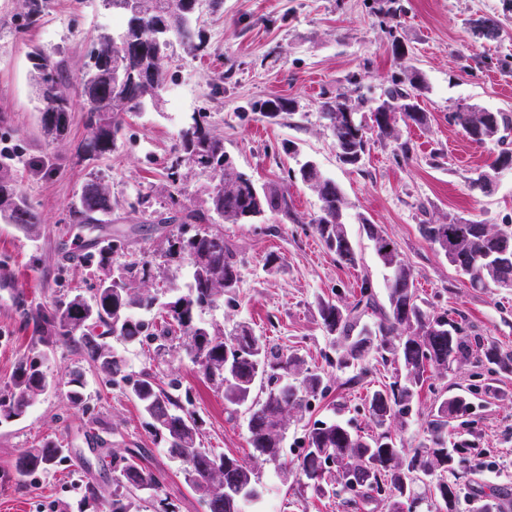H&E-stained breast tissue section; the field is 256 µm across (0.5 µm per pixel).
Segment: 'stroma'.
Wrapping results in <instances>:
<instances>
[{
	"label": "stroma",
	"mask_w": 512,
	"mask_h": 512,
	"mask_svg": "<svg viewBox=\"0 0 512 512\" xmlns=\"http://www.w3.org/2000/svg\"><path fill=\"white\" fill-rule=\"evenodd\" d=\"M396 29H388L383 0H206L198 14L199 41H173L166 51L167 81L157 110L131 114L111 153L78 154L86 138L83 101L74 98L69 131L63 140L48 137L36 109L32 48L59 60L70 88H78L99 30L110 28L112 10L102 0H45L40 23L24 29L22 0H0V151L12 157L13 185L39 212L33 233L0 223V278L11 282L12 304L0 306V394L9 392L15 365L40 356L54 386L18 418L0 422V512H78L81 483L112 492L107 453L136 452L140 463L160 474L162 492L178 512H206L186 485L179 462L154 441L147 419L123 381L112 379L72 347L40 350L31 322L74 294L91 296L104 275L98 252L73 249L79 240L117 242L111 263L148 260L149 281L158 293L185 291L191 275L165 254L173 235H194V224H161L167 213L174 148L182 128L203 116L224 138V150L257 183L284 182L292 200L290 216H268L259 224L224 225V239L241 261L234 305L198 311L200 322L221 329L248 323L257 335L299 356L305 369L329 380L325 395L310 400L301 421L283 440L285 459L301 454L307 425L341 419L368 430V395L393 380V370L375 360L353 376L327 363L335 349L323 331L318 299L338 293L358 297L363 278L382 287L372 241L362 224L377 225L396 244L411 267L423 307L447 313L465 335L512 352V289L474 288L420 233L423 224L465 218L512 228V169L501 170L491 191L472 180L501 149L476 144L454 124L452 115L473 105L512 113V0H396ZM498 20L499 38H484L478 20ZM401 42L403 54L393 50ZM419 71L425 89L418 103L425 126L402 128L412 147L403 158L393 140L371 138L358 165L336 154L321 114L322 103L342 94L362 100L359 119L369 117L368 102L378 99L395 77ZM291 101L292 111L270 120L255 112L269 98ZM400 139V140H401ZM308 161L336 182L344 197L345 219L359 256L356 266L341 264L314 232L310 217L317 195L294 172ZM108 186L114 205L106 223H70L88 179ZM143 206H136L137 198ZM278 262L268 265L269 255ZM138 377L150 371L159 382L176 379L184 405L201 421L202 447L252 460L248 414L230 411L224 395L199 376L179 341L115 343ZM84 377V403L72 407L66 382L72 371ZM471 395L466 425L448 431L450 443L479 453L481 472L464 477L466 496L484 484L498 485L504 512H512V371L476 368L456 362L447 374L430 373L400 437L406 447L425 436L427 415L438 398ZM57 443L70 458L48 473L17 481L13 464L20 449ZM260 490L247 512H351L330 495L301 490L295 472L259 465Z\"/></svg>",
	"instance_id": "1"
}]
</instances>
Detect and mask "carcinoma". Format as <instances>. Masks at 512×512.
<instances>
[{
  "label": "carcinoma",
  "mask_w": 512,
  "mask_h": 512,
  "mask_svg": "<svg viewBox=\"0 0 512 512\" xmlns=\"http://www.w3.org/2000/svg\"><path fill=\"white\" fill-rule=\"evenodd\" d=\"M24 5L26 28L30 29L42 17L44 0H24ZM112 10L122 15L123 25L99 34L80 88L88 136L78 152L90 157L116 147L127 115L158 107L167 76L164 49L173 38L190 41L195 36L196 11L191 8V0H112ZM32 59L42 128L46 135L62 138L68 130L71 110L67 75L60 62L41 51L33 53ZM423 89L424 80L417 71L404 79H392L380 101L369 107V126L356 120L357 106L348 98L338 96L323 102L322 117L337 156L354 164L355 157L366 153L372 134L397 142L402 156L409 158L412 148L409 142L400 141L398 123L426 125L427 115L418 104ZM391 100L408 102L412 111L393 116L378 111L380 104ZM254 110L273 119L289 111L290 103L281 98L267 99L255 104ZM454 121L476 144L495 140L504 145L489 169L477 173L475 186L483 188L496 168L512 166V150L505 147L512 134V115L467 107L454 113ZM176 151L177 160L207 174L211 184L205 205L199 207L187 204L182 190L175 189L169 194L174 215L165 221L258 224L269 214L290 213L288 185H259L238 170L224 152V138L199 119L181 130ZM298 176L316 192L320 202L310 219L315 233L342 262L357 265L358 256L344 222L345 201L340 189L313 162L301 165ZM110 212L109 190L91 180L71 208L69 220L73 224H97L100 216ZM0 221L24 230L40 223L38 213L13 188L6 160L0 162ZM363 228L386 270L385 304H379L372 282L365 278L360 297L351 302L340 296L334 300L323 298L317 303V312L327 336L339 348L338 369L359 366L373 353L382 363L394 365L395 380L373 391L367 399L371 431L361 433L347 423L318 421L306 430L304 452L294 468L304 487L338 497L350 494L360 508L368 507L374 500L373 493L385 488L388 512H401L400 504L412 506L423 500L417 491L421 484L430 499L427 512H458L463 494L461 474L476 473V462L463 457V449L448 447V428L455 420L469 416L473 403L462 394L436 402L425 439L410 451L403 448L394 426L404 422L427 373L435 370L444 374L449 364L471 358L509 369L512 353L485 344L480 336L462 335L463 328L449 320L448 314L422 307L413 273L397 247L375 225L365 223ZM420 232L448 263L469 277L472 287L512 285V231L472 220H452L422 224ZM505 248L507 256H489ZM167 253L190 268L191 285L186 293L163 300L147 285L150 263L118 265L108 272L111 285L96 289L91 299L76 294L58 301L51 311L39 313L35 343L48 349L58 343L68 344L102 371L124 380L122 356L103 336L87 334L89 328L103 325L113 338L127 343H140L148 336L180 337L198 374L224 392L225 404L247 407L248 444L255 458L288 471L281 448L284 434L291 423L302 419L309 398L326 392L324 378L303 370L297 355L268 347L246 323H237L224 333L198 322V309L234 302L239 261L224 242L223 232L203 229L189 238L178 236L169 241ZM135 309L156 310L160 325L139 319L133 313ZM368 315L373 319L364 320ZM67 384L69 402L81 406L82 374L70 373ZM52 386L35 362L20 359L12 390L0 398V419L24 415ZM128 392L148 417L154 439L181 462L185 482L194 491L206 487L210 494L205 501L207 512H245L246 505L258 497L255 468L235 456L200 447L195 413L159 385L150 372L130 381ZM64 458L63 449L51 443L24 448L15 459L14 472L20 479L36 471L48 472ZM331 462L337 464L334 486L325 477ZM112 483V494L105 498L95 483L87 482L83 502L100 506V512H138L142 490L146 489L158 497L157 512H176L173 503L159 497L161 477L141 466L134 454L127 457L112 453ZM471 512H502L498 487L488 485L481 490Z\"/></svg>",
  "instance_id": "1"
}]
</instances>
